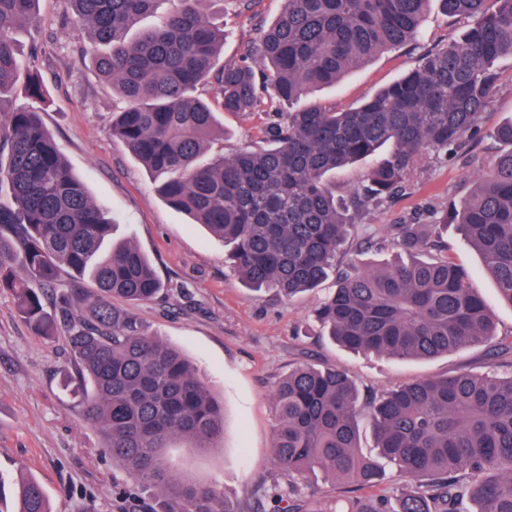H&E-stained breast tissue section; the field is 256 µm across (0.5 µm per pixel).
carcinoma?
<instances>
[{
  "label": "carcinoma",
  "mask_w": 512,
  "mask_h": 512,
  "mask_svg": "<svg viewBox=\"0 0 512 512\" xmlns=\"http://www.w3.org/2000/svg\"><path fill=\"white\" fill-rule=\"evenodd\" d=\"M470 19L459 41L423 56L412 70L358 106L293 109L311 91L336 84L377 54L415 40L427 6ZM38 0H0V291L41 336L66 328L76 374L64 386L105 436L112 465L160 495L158 512H246L212 484L176 472L168 449L216 447L224 408L194 365L150 335L124 304L154 299L161 283L149 257L112 242L114 221L91 200L60 153L40 112L15 106L23 60L15 30L34 19ZM71 19L102 47L92 66L127 106L112 138L158 180L160 197L230 247L243 282L290 299L334 288L315 318L352 351L427 359L490 347L492 310L466 269L446 254L441 228L455 224L480 254L501 297L512 304V118L493 137L499 153L471 192L369 235L367 248L396 250L379 265L339 272L336 261L355 225L410 186L428 155L444 160L483 139L480 118L512 59V0H285L261 31L263 88L276 108L255 150L200 157L214 141L215 107L252 111L260 101L252 54L215 69L224 30L198 5L177 0L165 22H141L159 0H67ZM494 7H488V3ZM213 86L214 102L194 96ZM370 160L365 178L338 196L329 175ZM21 267L26 278H18ZM89 279L55 298L62 272ZM273 459L288 474L286 512H311L316 471L362 487L396 469L405 484L386 496L349 501L342 512H512V375L460 371L418 379L359 400L336 366L300 363L278 382ZM376 453L361 452L359 419ZM17 512H50L32 478L16 484Z\"/></svg>",
  "instance_id": "obj_1"
}]
</instances>
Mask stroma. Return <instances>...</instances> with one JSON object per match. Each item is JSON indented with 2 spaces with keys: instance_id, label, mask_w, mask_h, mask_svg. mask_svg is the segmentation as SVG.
I'll use <instances>...</instances> for the list:
<instances>
[{
  "instance_id": "obj_1",
  "label": "stroma",
  "mask_w": 512,
  "mask_h": 512,
  "mask_svg": "<svg viewBox=\"0 0 512 512\" xmlns=\"http://www.w3.org/2000/svg\"><path fill=\"white\" fill-rule=\"evenodd\" d=\"M285 0H249L237 9L209 0L204 10L224 30L220 63L241 59L256 48L260 30L280 14ZM65 0H40L38 21L16 34L26 70L37 73L43 96H18L34 104L73 172L82 178L94 203L115 221L116 238L135 243L155 265L162 282L152 301L127 304L126 310L148 332L180 350L196 367L224 406V435L216 448L190 463L193 475L219 485L227 499L260 502L263 512H281L271 488L287 489L288 477L272 460L275 425L271 395L296 363L308 361L347 372L361 392H381L403 383L474 373L496 367L512 374V354L491 358L488 348H465L427 360H395L359 354L321 336L311 311L317 294L293 300L275 291L244 284L225 261L223 241L169 207L155 192L146 169L110 132L112 117L125 99L76 54L79 39L62 18ZM464 18L444 16L431 6L421 36L351 71L340 82L311 93L303 105L339 110L413 68L434 46L458 39ZM502 77L482 115L485 131L512 118V62L502 61ZM269 102L247 115L217 112L214 149L230 153L260 146ZM497 145L489 136L465 156L422 164L407 194L370 212L359 236L382 232L401 216L441 207L464 197L492 162ZM448 255L471 274L491 307L499 339L512 338V304L502 300L479 254L462 239L456 225L443 233ZM75 360L63 337L37 335L20 316L10 295L0 294V512H15L11 485L36 479L53 512H149L150 491L137 487L104 455L101 432L90 426L65 375Z\"/></svg>"
}]
</instances>
